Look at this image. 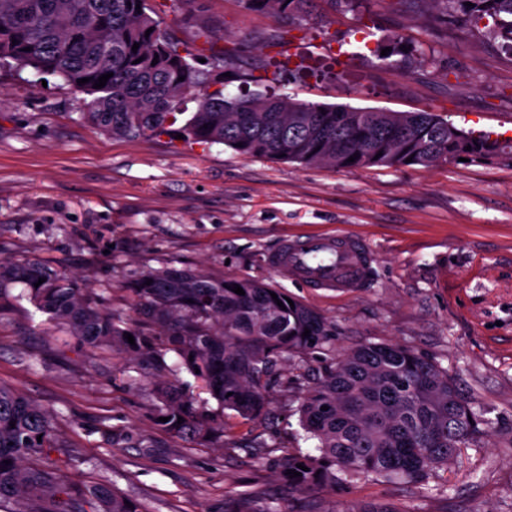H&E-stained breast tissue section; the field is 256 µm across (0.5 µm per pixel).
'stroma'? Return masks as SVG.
Here are the masks:
<instances>
[{
    "label": "stroma",
    "instance_id": "obj_1",
    "mask_svg": "<svg viewBox=\"0 0 512 512\" xmlns=\"http://www.w3.org/2000/svg\"><path fill=\"white\" fill-rule=\"evenodd\" d=\"M151 0L170 36L206 58L202 31L235 56L224 92L436 112L465 130L512 138V52L465 26L442 0H311L305 28L269 46L274 25L242 0H190L172 13ZM412 48L401 67L379 56L394 33ZM83 96L56 76L0 64V258L39 260L90 288L93 303L150 333L128 281L175 267L277 288L324 318L331 342L281 364L269 409H222L167 353L224 424L202 443L156 422L138 362L88 348L36 310L23 284L0 289V385L56 415L64 475L104 483L144 512H238L243 498L282 512H342L379 501L399 512H512V164L439 162L337 170L246 157L214 144L126 138L81 119ZM344 232L375 253L352 292L311 293L267 264L283 238ZM404 346L447 369L480 413L479 435L428 485L351 480L312 497L276 473L286 452L314 453L299 422L303 381L349 349ZM80 452L76 461L66 452Z\"/></svg>",
    "mask_w": 512,
    "mask_h": 512
}]
</instances>
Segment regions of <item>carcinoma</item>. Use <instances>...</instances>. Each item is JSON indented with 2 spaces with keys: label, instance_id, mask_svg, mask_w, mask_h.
<instances>
[{
  "label": "carcinoma",
  "instance_id": "obj_1",
  "mask_svg": "<svg viewBox=\"0 0 512 512\" xmlns=\"http://www.w3.org/2000/svg\"><path fill=\"white\" fill-rule=\"evenodd\" d=\"M445 2L458 6L472 27L506 40L512 51V0ZM243 3L275 18L268 34L274 46L304 26L307 0ZM153 14L149 0H0V59L61 77L86 95L81 118L115 135L180 133L184 143L223 144L241 155L306 167L512 161L511 140L460 129L435 112L348 114L345 106L266 92L227 97L215 72L232 54L221 51L211 57V70L200 69ZM107 73L112 77L105 86L94 88ZM82 78L89 82L77 83ZM188 99L198 102L189 115ZM40 278L45 282L34 286ZM13 283L26 285L34 307L81 343L151 360L157 416L168 418L160 426L198 440L224 432V423L209 419L190 390L162 376L166 353H175L223 409L249 419L267 412L266 386L276 365L322 348L330 336L320 315L297 300L291 307L279 290L246 278L167 268L131 283L137 309L158 328L156 336L123 326L92 305L86 285L42 262L0 261V287ZM236 284L244 294L233 292ZM299 413L319 455L287 454L278 476L306 496L350 479L422 486L479 434L481 423L447 370L388 343L346 352L309 386ZM55 419L37 401L0 386V512H143L105 484L85 485L59 473L51 459L57 451ZM289 470L301 475L292 478Z\"/></svg>",
  "mask_w": 512,
  "mask_h": 512
}]
</instances>
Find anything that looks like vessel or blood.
Listing matches in <instances>:
<instances>
[{"label":"vessel or blood","mask_w":512,"mask_h":512,"mask_svg":"<svg viewBox=\"0 0 512 512\" xmlns=\"http://www.w3.org/2000/svg\"><path fill=\"white\" fill-rule=\"evenodd\" d=\"M374 253L362 239L345 233H312L284 239L270 258L279 277L312 292H348L369 278Z\"/></svg>","instance_id":"obj_1"}]
</instances>
